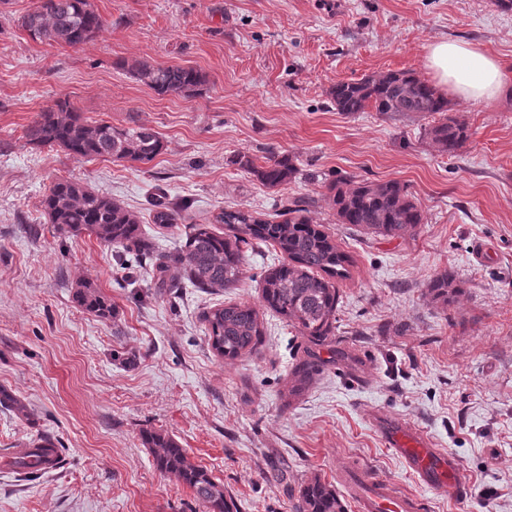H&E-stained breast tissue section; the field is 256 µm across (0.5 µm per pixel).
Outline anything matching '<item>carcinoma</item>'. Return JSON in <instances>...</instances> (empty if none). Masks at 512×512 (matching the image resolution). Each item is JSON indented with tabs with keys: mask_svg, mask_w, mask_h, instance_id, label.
I'll return each instance as SVG.
<instances>
[{
	"mask_svg": "<svg viewBox=\"0 0 512 512\" xmlns=\"http://www.w3.org/2000/svg\"><path fill=\"white\" fill-rule=\"evenodd\" d=\"M35 41L77 48L96 37L103 26L93 0H37L19 19ZM120 66L159 95L193 97L207 84L202 72L182 66H155L145 61ZM329 102L339 112H363L371 108L390 116H439L427 136L442 154L452 155L470 138V129L448 99L413 70L378 72L356 81L338 82L329 90ZM27 141L37 147H60L78 161L112 159L146 165L163 151L158 133L146 124L119 128L108 122H91L67 100L39 112L25 129ZM228 163L275 188L296 178L299 168L288 155L267 151L262 163L246 153ZM324 196L339 224H352L366 233L404 236L424 223V215L406 184L398 180L356 181L338 175L323 181ZM43 206L49 221L73 234L87 231L100 242L129 247L151 259L155 287L174 292L187 281L211 292L239 286L245 260L243 247L254 243L272 247L281 255L278 265L263 277L262 302L288 325L318 346L336 335L340 302L337 281L348 277L350 255L342 250L323 224L309 217L304 197L282 202L271 221L249 211L224 210L215 222L234 228L233 237L212 232L208 224H192L180 249L169 255H153L143 236L138 217L112 197L68 179H60L46 194ZM185 207L157 199L153 223L178 224ZM428 292L445 304L464 293L463 283L446 272L430 279ZM76 304L102 319L113 317L112 305L91 280L77 283ZM211 348L218 356L234 360L259 349L264 321L257 306L247 300L230 301L206 311ZM156 468L191 488L207 512H235L224 486L204 467L195 464L186 449L171 436L155 432L143 435ZM293 512H345L336 487L316 477L301 486Z\"/></svg>",
	"mask_w": 512,
	"mask_h": 512,
	"instance_id": "1",
	"label": "carcinoma"
}]
</instances>
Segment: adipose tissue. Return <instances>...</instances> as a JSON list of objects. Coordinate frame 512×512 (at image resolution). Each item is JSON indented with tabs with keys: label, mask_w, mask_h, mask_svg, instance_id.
Returning <instances> with one entry per match:
<instances>
[{
	"label": "adipose tissue",
	"mask_w": 512,
	"mask_h": 512,
	"mask_svg": "<svg viewBox=\"0 0 512 512\" xmlns=\"http://www.w3.org/2000/svg\"><path fill=\"white\" fill-rule=\"evenodd\" d=\"M426 66L439 85L466 100H491L512 91V76L501 63L466 42L431 43L427 48Z\"/></svg>",
	"instance_id": "obj_1"
}]
</instances>
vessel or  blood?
Wrapping results in <instances>:
<instances>
[{"instance_id": "1", "label": "vessel or blood", "mask_w": 512, "mask_h": 512, "mask_svg": "<svg viewBox=\"0 0 512 512\" xmlns=\"http://www.w3.org/2000/svg\"><path fill=\"white\" fill-rule=\"evenodd\" d=\"M387 441L420 481L451 498L467 495L469 481L460 462L433 448L431 441L417 427L400 425L390 428ZM344 482L355 496L359 512H412L414 501L392 486L372 482L361 472L345 473Z\"/></svg>"}]
</instances>
